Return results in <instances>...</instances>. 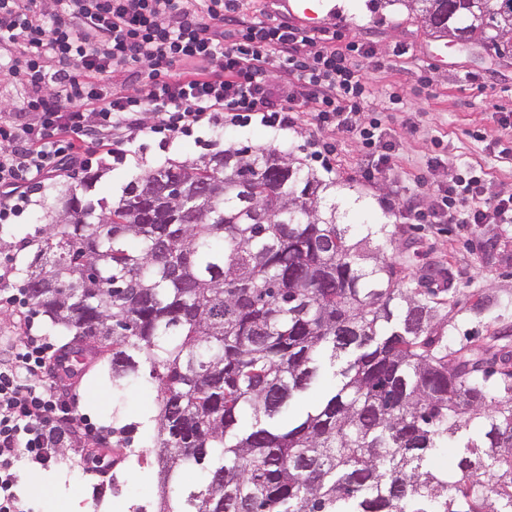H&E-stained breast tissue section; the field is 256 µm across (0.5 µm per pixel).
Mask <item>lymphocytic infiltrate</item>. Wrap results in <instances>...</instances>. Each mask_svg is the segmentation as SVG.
I'll return each instance as SVG.
<instances>
[{
	"mask_svg": "<svg viewBox=\"0 0 512 512\" xmlns=\"http://www.w3.org/2000/svg\"><path fill=\"white\" fill-rule=\"evenodd\" d=\"M239 0H0V45L12 47L7 78L23 91L19 119L0 122V223H10L33 185L73 177L90 164L84 146L186 134L220 117L262 113L282 128L313 115L318 130H343L364 152L360 177L382 171L394 145L381 119H364L369 95L359 66L365 42L256 22L225 31ZM187 65L171 77L170 69ZM138 71L134 92L113 94L111 77ZM278 72L270 82V72ZM486 173L466 166L428 183L431 203L407 210L413 224H512V195L486 194ZM58 357L34 321L0 366V512H25L15 491L20 462H48L63 444L103 435L78 420L76 398L49 366Z\"/></svg>",
	"mask_w": 512,
	"mask_h": 512,
	"instance_id": "obj_1",
	"label": "lymphocytic infiltrate"
}]
</instances>
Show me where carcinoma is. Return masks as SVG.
<instances>
[{"label": "carcinoma", "mask_w": 512, "mask_h": 512, "mask_svg": "<svg viewBox=\"0 0 512 512\" xmlns=\"http://www.w3.org/2000/svg\"><path fill=\"white\" fill-rule=\"evenodd\" d=\"M420 2L434 31L484 47L512 23V0ZM161 181L214 185L209 210L162 202ZM320 188L241 146L139 175L99 213L68 190L21 292L108 355L117 387L160 391L158 476L177 492L159 512H512V353L452 345L445 272L403 287L364 248L388 225L351 242L307 214ZM443 448L449 475L431 466ZM188 470L201 486L179 484Z\"/></svg>", "instance_id": "obj_1"}]
</instances>
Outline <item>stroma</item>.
<instances>
[{"label": "stroma", "mask_w": 512, "mask_h": 512, "mask_svg": "<svg viewBox=\"0 0 512 512\" xmlns=\"http://www.w3.org/2000/svg\"><path fill=\"white\" fill-rule=\"evenodd\" d=\"M320 16L321 29L337 32L341 43H369L385 61L382 68L361 69L370 90L365 115L382 118L395 143L377 180L359 179L360 146L351 135L332 132L337 151L325 164L315 155L323 134L310 117L285 129L255 117L199 126L190 135L164 142L138 138L124 161L113 159L104 148L91 147L92 168L99 174L91 198L118 199L133 175L170 162L199 161L228 147L287 152L304 171L326 183L319 212L347 228L351 240L363 236L364 225H390L393 237L381 241L380 251L387 261L404 263L409 283L429 276L436 267L449 272L464 306L452 314L448 336L453 343L478 345L494 335L499 345L512 351V224H409L393 211L407 200L422 198L425 190L415 175L433 156L439 162L437 179L473 166L486 172L489 194H512V158L503 154L504 147L512 145V129H503L493 119L497 112L512 114V52L498 57L434 33L414 0H325ZM80 187L77 179L46 181L13 220V232H0V263L12 269L19 266L25 256L21 236L36 238L57 219L58 193ZM482 294L493 298V308L482 315L469 314L468 305ZM71 387L77 394L79 418L107 429L127 428L131 447L147 464L129 462L118 475L122 492L116 497L90 471L87 456L62 446L40 469L21 466L18 491L27 512H63L70 500L78 502L81 512H127L142 504L154 512L161 496L155 431L140 418L156 413V388L133 385L115 393L108 361L102 357L91 358L88 370ZM35 471L43 478V489L36 493L29 487Z\"/></svg>", "instance_id": "obj_1"}]
</instances>
